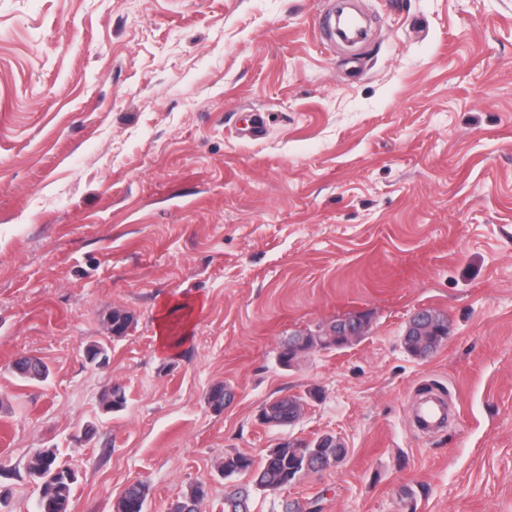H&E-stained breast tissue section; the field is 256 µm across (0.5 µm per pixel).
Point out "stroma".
I'll return each mask as SVG.
<instances>
[{
    "label": "stroma",
    "mask_w": 512,
    "mask_h": 512,
    "mask_svg": "<svg viewBox=\"0 0 512 512\" xmlns=\"http://www.w3.org/2000/svg\"><path fill=\"white\" fill-rule=\"evenodd\" d=\"M326 4L0 0V512H33L40 448L76 471L73 512L139 481L146 512L193 486L224 512L225 456L324 434L345 459L252 512H512V0H358L356 52L318 39ZM421 307L448 321L423 358ZM164 308L191 322L169 351ZM349 314L367 336L280 363ZM24 356L47 382L10 373ZM305 393L300 423H260Z\"/></svg>",
    "instance_id": "35a3bbf8"
}]
</instances>
